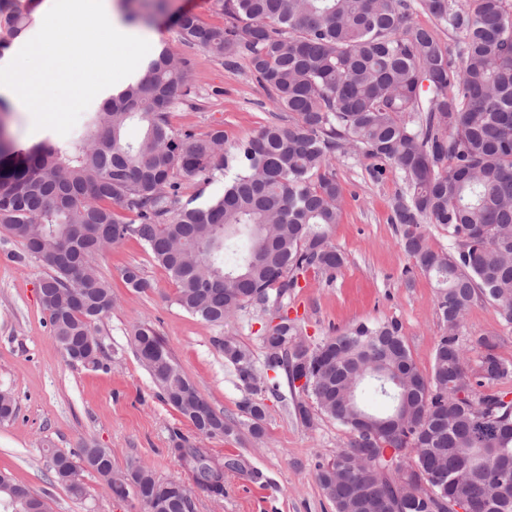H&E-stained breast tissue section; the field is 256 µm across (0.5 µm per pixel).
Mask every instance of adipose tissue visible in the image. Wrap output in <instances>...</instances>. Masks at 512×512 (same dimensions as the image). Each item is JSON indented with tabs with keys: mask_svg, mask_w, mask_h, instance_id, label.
Returning a JSON list of instances; mask_svg holds the SVG:
<instances>
[{
	"mask_svg": "<svg viewBox=\"0 0 512 512\" xmlns=\"http://www.w3.org/2000/svg\"><path fill=\"white\" fill-rule=\"evenodd\" d=\"M41 16L40 29L25 35L22 45L0 60V96L35 117L40 110L32 99L53 62L69 64L55 88V109L62 112L70 101L125 81L142 53L158 38L157 33L126 22L116 0H44ZM88 28L100 31V41L72 55L73 35ZM23 57L37 58V66L20 68L18 61Z\"/></svg>",
	"mask_w": 512,
	"mask_h": 512,
	"instance_id": "adipose-tissue-1",
	"label": "adipose tissue"
}]
</instances>
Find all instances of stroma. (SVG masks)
I'll return each instance as SVG.
<instances>
[{"label": "stroma", "mask_w": 512, "mask_h": 512, "mask_svg": "<svg viewBox=\"0 0 512 512\" xmlns=\"http://www.w3.org/2000/svg\"><path fill=\"white\" fill-rule=\"evenodd\" d=\"M157 30L160 44L187 60V86L182 104L173 108V128L205 134L224 132L225 149L267 125L286 126L291 113L273 106L243 59L233 64L189 46L173 18L187 12L220 26L224 14L216 0H130ZM96 101L71 103L64 112L47 113L32 125L28 113L7 104L4 118L12 140L21 146L49 138L66 142L85 130ZM372 162L354 154L337 159L335 172L344 188V206L331 242L346 257L335 277L308 272L291 296L289 317L298 319L302 339L312 344L361 322L397 321L420 371L430 373L434 346L443 332L435 305V282L415 273L405 277L409 260L391 224L390 204L403 182L393 168L370 173ZM19 243L0 235V392L12 395L16 414L0 421V470L44 497L50 512H145L135 498H114L93 471H85V492L74 497L57 482L49 449L78 451L92 444L109 449L112 465L123 471L131 464L147 466L159 480L192 484L191 474L173 453L175 435L208 448L239 469L224 472V494H194V512H334L317 479V463L333 458L348 439L345 427L324 416L311 424L287 411L291 394L283 373L264 366L263 328L270 312L249 306L211 325L192 317L174 301L176 287L137 240L128 239L99 255L94 264L112 284L111 313L93 328L102 342L107 369L70 362L57 345L39 301V287L48 268L40 260L19 264L9 257ZM138 267L152 284L137 293L125 288L123 269ZM150 322L173 360L201 396L227 421L246 415L245 400L265 409L263 434L253 437L238 429L207 438L172 406L162 401L150 374L133 347L132 331ZM495 335L499 355L512 361V324L489 301H476L466 314L460 340L469 366H476L478 337ZM233 340L252 357L257 383L246 389L224 357L225 340Z\"/></svg>", "instance_id": "obj_1"}]
</instances>
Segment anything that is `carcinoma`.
<instances>
[{
	"label": "carcinoma",
	"mask_w": 512,
	"mask_h": 512,
	"mask_svg": "<svg viewBox=\"0 0 512 512\" xmlns=\"http://www.w3.org/2000/svg\"><path fill=\"white\" fill-rule=\"evenodd\" d=\"M508 0H220L226 22L208 26L193 14L175 17L183 40L231 63L241 57L272 104L295 116L223 149L224 132L199 136L171 127L187 61L157 51L135 79L91 113L86 131L58 144L30 147L0 141V230L22 245L19 261L38 258L50 272L41 303L69 361L103 366L102 345L81 354L92 326L112 311V286L93 258L106 246L140 241L174 282L175 302L212 325L247 306L270 307L280 323L263 336L266 369L286 374L294 414L309 425L322 415L349 434L336 456L317 465L335 512H512V400L479 393L512 379V362L493 336L477 339L482 354L469 367L459 332L479 299L512 323V7ZM455 36L444 45L412 21L415 5ZM142 127L128 141L132 121ZM393 166L403 190L392 203L400 246L435 280L443 324L432 370L422 373L396 321L359 323L302 350L288 317L298 277L333 275L346 262L329 238L339 223L343 189L333 161L348 150ZM229 174L211 201L183 200L182 174L210 183ZM134 215L125 221L115 211ZM448 233L437 251L425 226ZM248 246L224 262L226 239ZM136 292L151 288L140 269L122 273ZM133 344L161 398L202 433L233 425L211 406L207 419L187 411L203 400L147 321ZM224 357L250 388V355L232 340ZM249 432L263 434L264 408L246 401ZM196 490L224 495V461L208 449L174 442ZM56 480L75 497L80 475L112 470L105 448L85 446L61 462ZM448 470V484L439 472ZM132 496L154 509L162 481L141 466L126 470ZM162 512H193V490L169 483ZM16 494L20 512H48L46 501L7 472L0 497Z\"/></svg>",
	"instance_id": "1"
}]
</instances>
